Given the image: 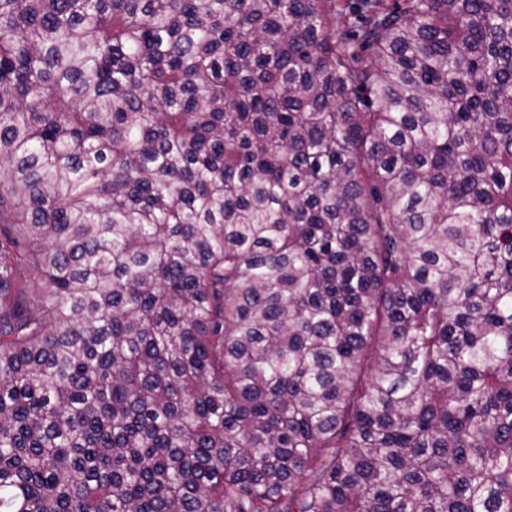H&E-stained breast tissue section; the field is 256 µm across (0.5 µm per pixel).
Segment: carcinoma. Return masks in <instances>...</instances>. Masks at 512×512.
I'll return each mask as SVG.
<instances>
[{"label": "carcinoma", "mask_w": 512, "mask_h": 512, "mask_svg": "<svg viewBox=\"0 0 512 512\" xmlns=\"http://www.w3.org/2000/svg\"><path fill=\"white\" fill-rule=\"evenodd\" d=\"M0 512H512V0H0Z\"/></svg>", "instance_id": "cac0c4a2"}]
</instances>
